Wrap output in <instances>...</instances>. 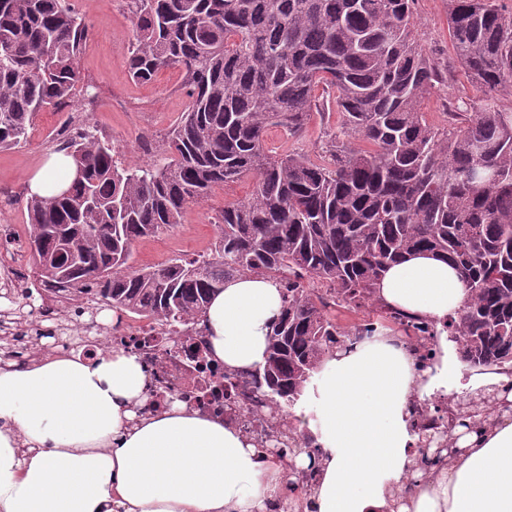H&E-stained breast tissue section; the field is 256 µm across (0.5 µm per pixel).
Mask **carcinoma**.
Wrapping results in <instances>:
<instances>
[{
  "mask_svg": "<svg viewBox=\"0 0 512 512\" xmlns=\"http://www.w3.org/2000/svg\"><path fill=\"white\" fill-rule=\"evenodd\" d=\"M414 0H127L134 39L131 76L185 72L190 102L144 164L123 165L112 143L84 125L64 137L75 172L65 191L27 201L37 284L11 292L36 303L41 290L71 305L102 302L136 326L181 337L177 354L219 374L193 336L212 294L245 274L283 289L253 389L294 405L323 356L392 324L413 349L437 325L384 305L376 285L410 252L440 255L460 271L470 300L444 332L470 368L512 377V4L448 0L452 57L436 61L412 31ZM87 25L67 0H0V148L27 140L36 112L60 106L78 81ZM461 69L482 97H459L457 124H429L421 103ZM335 96L339 118L326 160L301 151L274 158L272 126L296 135L315 88ZM255 179L252 196L213 217L214 248L157 268L131 264L136 241L169 232L213 187ZM376 317L344 326L332 308ZM512 403L475 395L420 448L424 472L443 462L452 432L486 423ZM285 461L322 454L291 430L265 436ZM311 488L282 489L283 512L311 509Z\"/></svg>",
  "mask_w": 512,
  "mask_h": 512,
  "instance_id": "carcinoma-1",
  "label": "carcinoma"
}]
</instances>
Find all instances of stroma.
<instances>
[{
	"mask_svg": "<svg viewBox=\"0 0 512 512\" xmlns=\"http://www.w3.org/2000/svg\"><path fill=\"white\" fill-rule=\"evenodd\" d=\"M68 2L88 24L73 99L63 108L47 107L38 112L26 143L0 149V199L7 202L6 210L0 211V262L19 255L16 275L21 281L32 280L35 272L27 249L26 181L47 161L61 134L81 123L92 125L118 149L123 164L143 163L150 159L143 142L161 145L189 104L181 67L162 68L146 84L132 80L127 59L133 24L124 0ZM413 25L427 51L439 62H447L448 0H415ZM315 96L325 109L311 114L301 136H290L279 127L268 130L267 145L273 153L284 156L300 149L309 157L317 156L327 129L336 122V114L326 106L327 91L316 88ZM252 190L249 177L215 187L205 201L186 209L181 224L173 231L136 242L135 266H158L176 255L210 251L217 237L212 216L224 205L246 198Z\"/></svg>",
	"mask_w": 512,
	"mask_h": 512,
	"instance_id": "35a3bbf8",
	"label": "stroma"
}]
</instances>
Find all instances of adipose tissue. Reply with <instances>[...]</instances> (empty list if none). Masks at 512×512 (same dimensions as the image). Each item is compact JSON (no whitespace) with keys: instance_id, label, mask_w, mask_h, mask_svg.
<instances>
[{"instance_id":"obj_1","label":"adipose tissue","mask_w":512,"mask_h":512,"mask_svg":"<svg viewBox=\"0 0 512 512\" xmlns=\"http://www.w3.org/2000/svg\"><path fill=\"white\" fill-rule=\"evenodd\" d=\"M386 304L446 321L468 301L455 267L405 255L377 284ZM282 294L271 279L226 281L204 317L212 358L232 370L263 365ZM455 349L418 369L394 336L327 354L294 409L324 453L314 512H393L395 487L417 466L410 400L465 387ZM149 376L136 355L79 350L0 366V512H263L290 468L223 418L175 401L137 416ZM448 469L410 490L395 512H512V419L460 430Z\"/></svg>"}]
</instances>
